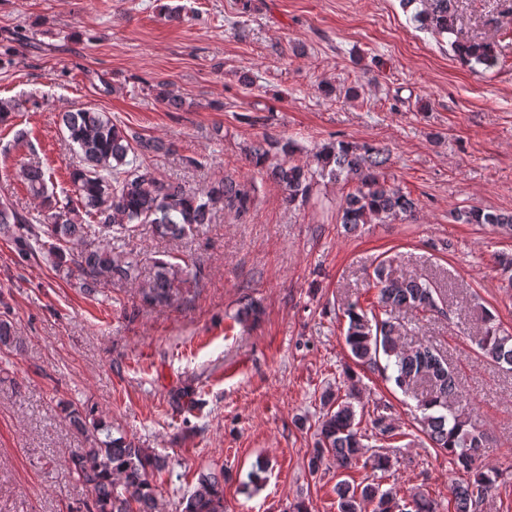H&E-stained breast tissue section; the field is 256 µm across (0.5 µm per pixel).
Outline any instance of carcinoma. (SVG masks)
I'll return each instance as SVG.
<instances>
[{
	"instance_id": "cac0c4a2",
	"label": "carcinoma",
	"mask_w": 512,
	"mask_h": 512,
	"mask_svg": "<svg viewBox=\"0 0 512 512\" xmlns=\"http://www.w3.org/2000/svg\"><path fill=\"white\" fill-rule=\"evenodd\" d=\"M411 12L410 20L421 30L443 37L455 33L456 0H401ZM459 59L471 69L492 67L497 61L494 46L483 41L450 42ZM64 138L78 155V164L69 172L72 191H56L50 173L41 166H24L19 171L26 191L38 199L42 216L33 219L8 201L0 202V234L14 246L19 261L40 254L56 272L78 271L81 287L106 288L115 281L139 282V261L112 246L149 224L165 237L180 238L193 226L208 224L218 203L241 215L247 210L250 189L241 183L221 180L202 192L186 189L181 183L160 176L144 156L163 148L155 140L129 134L112 121L106 112L84 109L61 115ZM283 159L270 170L272 178L286 192L290 206L309 199L316 178L335 182L351 181L342 210L341 224L352 230L361 224H376L411 217L417 203L410 194L381 177L377 169L386 163L384 150L371 144L328 143L315 153V165L290 160L288 142L267 138L245 149L252 166L264 168L271 149ZM456 219L466 224H491L512 227V215L481 208L460 209ZM103 246L84 247L89 238ZM196 279V274L179 263L159 260L152 281L137 288L139 300L149 306L169 303L181 284ZM381 314L368 313L358 303L348 305L345 344L359 366L379 369L386 380L408 393L425 384L418 400L420 423L433 446L448 454L452 463L470 474L469 481L451 488L456 512H480L482 502L503 476L498 469L481 463L487 448L484 433L471 422L470 414L452 409L457 399V380L444 358L433 346L420 342L409 348L402 345L395 324L401 309L444 312L438 304L440 291L435 282L417 276L394 274L391 261L379 262L372 271ZM481 355L502 367L512 369V335L504 332L488 313L476 341ZM0 348L17 349L11 322L0 318ZM354 377L347 376L345 393L329 390L321 395L322 417L318 420L317 441L308 459L309 473L315 475L330 462L343 474L366 456L376 470L392 466L383 446L364 443L357 422ZM64 411L85 435L89 446L70 458L69 472L87 489L88 512H163L154 472L166 468V459L137 446L123 436L113 437L112 427L100 419L91 420L63 405ZM338 512H435L433 501L418 491L401 501L392 490L374 483L355 484L347 479L336 483ZM181 512H224V474L202 473Z\"/></svg>"
}]
</instances>
